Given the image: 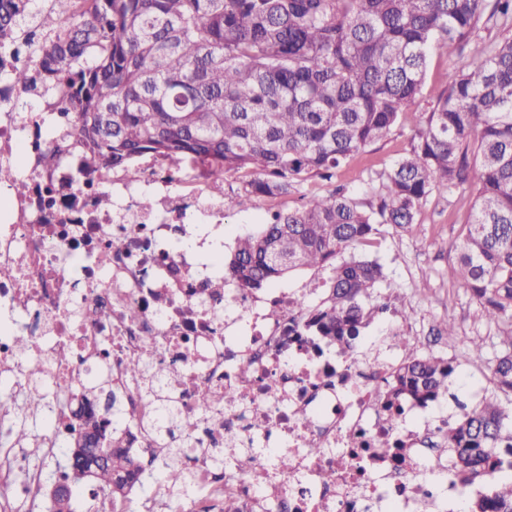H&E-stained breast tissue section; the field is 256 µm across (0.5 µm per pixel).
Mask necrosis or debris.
<instances>
[{
	"label": "necrosis or debris",
	"instance_id": "necrosis-or-debris-1",
	"mask_svg": "<svg viewBox=\"0 0 512 512\" xmlns=\"http://www.w3.org/2000/svg\"><path fill=\"white\" fill-rule=\"evenodd\" d=\"M26 94L0 82V166L19 169L0 184V440L36 422L29 411L30 367H40L49 399L47 419L64 426L78 377L104 371L122 398L126 426L116 438L143 467L166 451L148 418L156 379L130 375L152 337L156 369L178 372L173 396L181 412L207 395L212 414L181 458L193 487L209 502L236 496L241 512H448L465 485L452 475V453L435 440L437 426L417 421L418 407L390 403L384 390L401 355L396 340L383 352H336L322 337L301 333L294 305L317 300L319 279L295 288H244L182 241L198 224L224 218V184L208 181L185 193L146 173L77 175V157L40 164L69 129L35 131L19 111ZM111 209L96 203L99 190ZM152 195V210L141 208ZM98 314L84 323L80 312ZM140 319L125 316L128 308ZM279 310L280 320L269 317ZM25 339L17 352L16 339ZM251 376L242 379L241 365ZM235 393L228 401L227 393ZM323 444L320 456L309 443ZM240 449L238 465L218 467L225 449ZM288 455V471H272L259 450ZM332 472L320 482L321 471ZM0 482L11 493L0 512H48L40 471L15 472L0 455Z\"/></svg>",
	"mask_w": 512,
	"mask_h": 512
}]
</instances>
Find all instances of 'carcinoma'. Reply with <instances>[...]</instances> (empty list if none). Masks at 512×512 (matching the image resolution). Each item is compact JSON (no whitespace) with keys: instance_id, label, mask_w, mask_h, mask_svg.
I'll use <instances>...</instances> for the list:
<instances>
[{"instance_id":"cac0c4a2","label":"carcinoma","mask_w":512,"mask_h":512,"mask_svg":"<svg viewBox=\"0 0 512 512\" xmlns=\"http://www.w3.org/2000/svg\"><path fill=\"white\" fill-rule=\"evenodd\" d=\"M4 45L39 59L35 72L5 75L65 103L85 171L137 180L148 155L207 180L241 173L227 210L331 178L415 104L433 51L457 57L432 108L418 115L410 151L378 174L377 200L338 189L279 210L238 239L224 273L262 289L294 271L325 272L319 303L300 298L297 315L308 334L352 350L391 304L378 291V259L351 250L386 226L414 233L430 194L462 189L473 205L451 274L488 321L512 325V0H61L47 9L0 0ZM400 344L405 357L389 393L420 403L449 397L460 410L444 430L453 475L476 482L512 470V329L500 337L488 395L471 406L451 392L454 359L419 336ZM79 383L104 409L66 427L67 466L51 482L67 483L70 495L54 500L53 512H73L86 479L112 488V512H135L130 491L145 473L112 437L122 403L103 375ZM152 403L156 433L173 426L188 442L197 416L168 399ZM180 455L171 448L156 461L175 495L189 482ZM469 512H512V483L480 494Z\"/></svg>"}]
</instances>
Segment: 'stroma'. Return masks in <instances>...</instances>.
Instances as JSON below:
<instances>
[{
    "instance_id": "obj_1",
    "label": "stroma",
    "mask_w": 512,
    "mask_h": 512,
    "mask_svg": "<svg viewBox=\"0 0 512 512\" xmlns=\"http://www.w3.org/2000/svg\"><path fill=\"white\" fill-rule=\"evenodd\" d=\"M457 65V59L446 53H432L423 95L413 111L406 113L386 137L351 157L332 180L312 179L277 201L253 197L243 206L225 212L220 226L225 249H232L239 235L256 231L267 223L271 211L300 207L310 196L328 194L335 187H345L358 200L376 196L381 190L377 173L409 151L417 113L430 108L434 89L446 84ZM472 203L473 197L467 192L433 193L416 214L414 234L391 230L375 246L387 273L381 291L391 296L393 306L415 310L417 335H428L436 322H455L458 334L453 343L442 342L435 349L457 361L459 376L453 384L456 400L469 404L476 402L489 384L497 337L502 332L501 326L487 323L467 287L450 275L455 258L453 247L462 241V227ZM477 336L486 344L479 358L469 351L471 339Z\"/></svg>"
}]
</instances>
